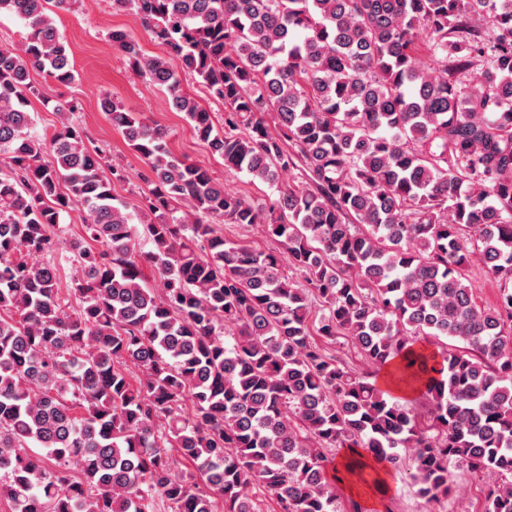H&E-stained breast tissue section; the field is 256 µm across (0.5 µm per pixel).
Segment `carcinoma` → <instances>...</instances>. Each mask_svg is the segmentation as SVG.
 <instances>
[{
	"label": "carcinoma",
	"instance_id": "1",
	"mask_svg": "<svg viewBox=\"0 0 512 512\" xmlns=\"http://www.w3.org/2000/svg\"><path fill=\"white\" fill-rule=\"evenodd\" d=\"M71 5L0 0L28 30L0 46L9 512H155L157 498L171 512H256V489L277 512H338L337 446L409 464L427 502L448 499L464 463L494 480L483 512H512V0H112L166 47L147 56L112 30L133 72L225 167L277 192L238 196L107 97L145 164L146 254L112 193L122 170L89 149L72 102L30 80L75 81L54 19ZM182 71L224 104V130ZM34 99L60 116L49 136L33 133ZM295 170L299 183L282 185ZM75 210L86 246L64 292L54 227ZM219 222L259 225L281 249L227 239ZM475 259L498 279L493 309L466 277ZM339 336L423 388L435 434L329 353ZM429 338L461 345L414 349Z\"/></svg>",
	"mask_w": 512,
	"mask_h": 512
}]
</instances>
